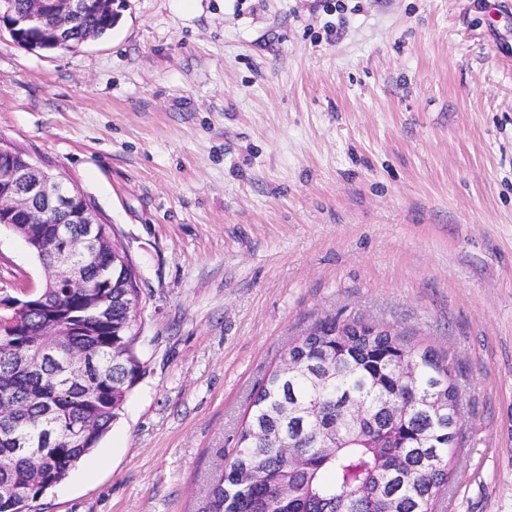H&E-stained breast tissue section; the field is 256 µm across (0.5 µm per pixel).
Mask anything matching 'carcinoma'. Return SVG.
Masks as SVG:
<instances>
[{"label": "carcinoma", "mask_w": 512, "mask_h": 512, "mask_svg": "<svg viewBox=\"0 0 512 512\" xmlns=\"http://www.w3.org/2000/svg\"><path fill=\"white\" fill-rule=\"evenodd\" d=\"M126 0L112 9H89L70 30L75 47L85 33H107L118 23ZM87 278L52 281L41 291L42 306L59 316L60 355L37 373L19 367L36 355L43 317L35 315L13 338L0 336V404L14 408L0 419V430L16 434L24 444L12 452L0 439V512H22L41 494L40 477L63 481L91 449L82 447L72 423L89 419L103 438L122 411L126 397L145 374L138 346L140 325L133 322L131 301L141 293L140 276L129 288L101 289L99 268L112 263L109 248L80 250ZM112 296V319L101 322L94 303L101 292ZM318 334L301 336L287 356L301 361L292 375L271 370L236 433L233 453L213 480L202 512H373L352 487L383 478L390 462L406 461L397 487L399 512H437L448 489V464L460 447L454 412L436 415L425 401L442 397L455 403L458 385L447 356L432 349L420 352L413 388L419 409L390 426L369 428L341 418L344 405L357 399L364 412L376 411L372 377L393 371L409 351L403 336H354L352 325L334 319L317 322ZM73 349L88 353L85 381L63 384L58 374ZM434 467H419L423 458ZM262 481L253 483L252 475ZM288 497H278L279 491Z\"/></svg>", "instance_id": "cac0c4a2"}]
</instances>
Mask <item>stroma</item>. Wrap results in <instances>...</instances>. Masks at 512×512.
Listing matches in <instances>:
<instances>
[{
    "mask_svg": "<svg viewBox=\"0 0 512 512\" xmlns=\"http://www.w3.org/2000/svg\"><path fill=\"white\" fill-rule=\"evenodd\" d=\"M127 0L76 49L0 31V139L141 276L146 373L42 512H199L254 391L325 318L447 354L439 512H512V0ZM41 264L0 230V287Z\"/></svg>",
    "mask_w": 512,
    "mask_h": 512,
    "instance_id": "35a3bbf8",
    "label": "stroma"
}]
</instances>
